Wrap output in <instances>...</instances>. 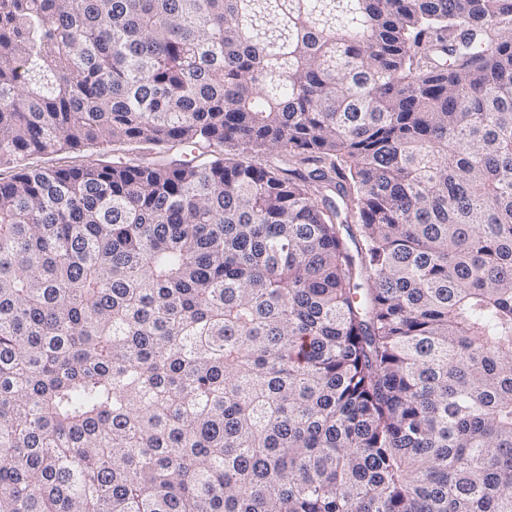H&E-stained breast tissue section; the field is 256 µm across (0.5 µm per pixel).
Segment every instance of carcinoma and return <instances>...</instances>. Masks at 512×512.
<instances>
[{
  "label": "carcinoma",
  "instance_id": "1",
  "mask_svg": "<svg viewBox=\"0 0 512 512\" xmlns=\"http://www.w3.org/2000/svg\"><path fill=\"white\" fill-rule=\"evenodd\" d=\"M2 168L0 512H512V0H0ZM98 157L90 151L80 153H49V154H35L29 157L26 161L28 166L34 168L40 167H65L68 165L82 164L90 165L97 163Z\"/></svg>",
  "mask_w": 512,
  "mask_h": 512
}]
</instances>
